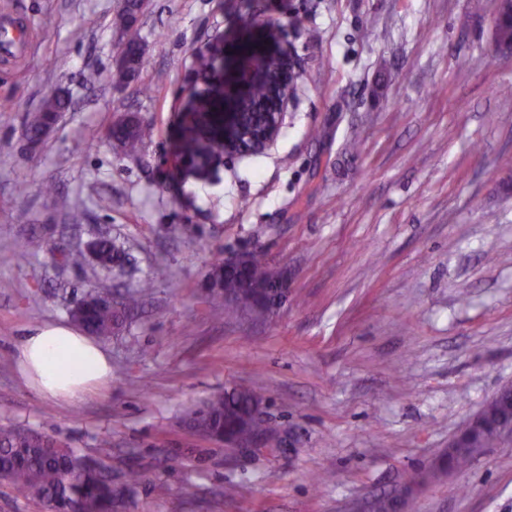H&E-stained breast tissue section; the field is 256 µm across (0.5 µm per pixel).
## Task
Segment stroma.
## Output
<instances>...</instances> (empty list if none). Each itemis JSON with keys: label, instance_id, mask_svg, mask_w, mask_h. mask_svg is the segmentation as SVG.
I'll list each match as a JSON object with an SVG mask.
<instances>
[{"label": "stroma", "instance_id": "stroma-1", "mask_svg": "<svg viewBox=\"0 0 512 512\" xmlns=\"http://www.w3.org/2000/svg\"><path fill=\"white\" fill-rule=\"evenodd\" d=\"M122 3L0 0L29 28L24 55L0 59V426L104 458L120 481L139 472L130 512H359L434 465L512 385L499 0H144L139 72L119 85ZM262 49L299 66L278 137L198 171L182 150L196 101L220 102ZM57 92L71 110L30 144L28 113ZM127 117L155 130L134 156L105 137ZM100 234L123 243L125 272L61 262ZM241 250L288 271L267 321L212 317L209 265ZM143 284L104 343L107 384L68 400L25 381L31 330L69 324L89 287ZM232 389L263 398L262 452L186 428ZM406 512H512V440L414 487Z\"/></svg>", "mask_w": 512, "mask_h": 512}]
</instances>
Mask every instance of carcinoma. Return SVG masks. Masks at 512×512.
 Returning <instances> with one entry per match:
<instances>
[{
  "label": "carcinoma",
  "instance_id": "cac0c4a2",
  "mask_svg": "<svg viewBox=\"0 0 512 512\" xmlns=\"http://www.w3.org/2000/svg\"><path fill=\"white\" fill-rule=\"evenodd\" d=\"M139 8L138 0H126L123 10L116 16L114 27L125 30L135 19ZM121 61L113 72L115 83L123 85L136 72L141 59V47L129 41L120 50ZM269 100V88L265 82L253 84L246 107H254ZM64 100L51 97L44 108L34 113L29 120V131L40 130L51 112H61ZM153 136V128L131 123H116L106 131V138L116 143L125 153L138 152L143 142ZM99 258L98 269L108 273L124 268L126 255L114 240L99 237L94 240ZM210 275L222 282L224 291L212 295L211 301L217 317L224 315V294H231L242 305L232 304L237 313H251L259 316L267 303L275 297L278 282L274 269L263 256L255 252L247 268V278L253 286V293L244 291L239 274L224 272V262L212 264ZM100 294L91 288L74 300L78 309L71 318L83 331L98 339L112 336L113 329L131 317L139 307L142 292L131 291L119 302L101 304L89 294ZM259 395L249 389L218 393L207 399L190 415L189 425L208 439L224 433V427L235 426L240 415L255 405ZM500 442L492 429L485 431L473 441L471 448H450L454 469L467 467L474 448H491ZM0 482L7 484L18 497L37 500L48 512H122L133 494V485L118 483L112 477V468L100 458L92 459L79 448L58 443L43 433L14 427L0 428Z\"/></svg>",
  "mask_w": 512,
  "mask_h": 512
}]
</instances>
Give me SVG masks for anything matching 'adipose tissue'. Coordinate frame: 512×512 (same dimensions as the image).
I'll return each mask as SVG.
<instances>
[{
    "label": "adipose tissue",
    "instance_id": "obj_1",
    "mask_svg": "<svg viewBox=\"0 0 512 512\" xmlns=\"http://www.w3.org/2000/svg\"><path fill=\"white\" fill-rule=\"evenodd\" d=\"M19 363L24 377L49 397L80 398L112 374L101 345L62 325H44L25 336Z\"/></svg>",
    "mask_w": 512,
    "mask_h": 512
}]
</instances>
